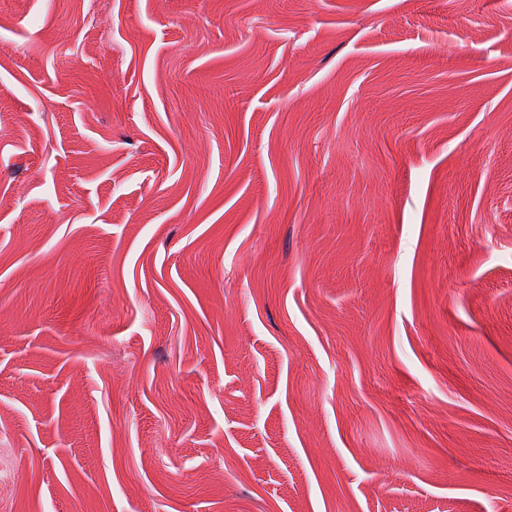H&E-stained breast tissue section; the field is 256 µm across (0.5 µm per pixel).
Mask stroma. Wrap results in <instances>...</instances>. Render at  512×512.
Masks as SVG:
<instances>
[{"instance_id":"stroma-1","label":"stroma","mask_w":512,"mask_h":512,"mask_svg":"<svg viewBox=\"0 0 512 512\" xmlns=\"http://www.w3.org/2000/svg\"><path fill=\"white\" fill-rule=\"evenodd\" d=\"M452 502L512 512V0H0V512Z\"/></svg>"}]
</instances>
